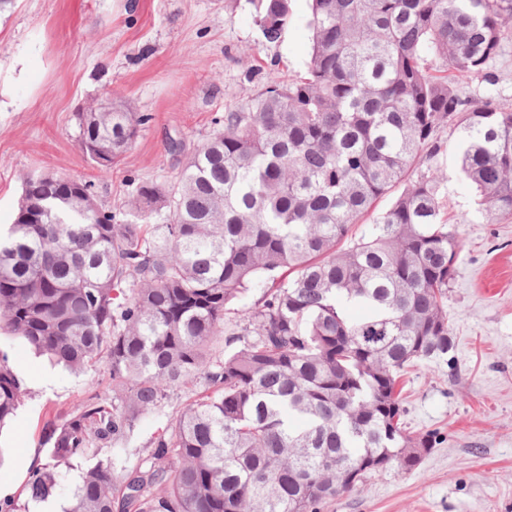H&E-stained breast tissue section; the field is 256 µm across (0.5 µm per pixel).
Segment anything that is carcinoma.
<instances>
[{
  "mask_svg": "<svg viewBox=\"0 0 512 512\" xmlns=\"http://www.w3.org/2000/svg\"><path fill=\"white\" fill-rule=\"evenodd\" d=\"M254 6L278 39L288 0ZM310 28L305 74H270L226 108L174 185L136 189L132 214L163 222L117 223L79 179L25 180L0 236V328L73 372L104 364L109 385L46 425L26 502L0 512L55 499L58 467L74 463L62 512H319L435 447L408 430L399 385L453 351L446 301L462 242L441 217L447 174L416 170L454 126L485 221L512 217V109L490 69L512 42V0H312ZM147 120L114 99L77 114L78 145L107 175ZM184 388L143 461L118 465L113 447ZM23 394L1 354L0 428Z\"/></svg>",
  "mask_w": 512,
  "mask_h": 512,
  "instance_id": "carcinoma-1",
  "label": "carcinoma"
}]
</instances>
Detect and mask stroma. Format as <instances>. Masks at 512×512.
<instances>
[{
    "mask_svg": "<svg viewBox=\"0 0 512 512\" xmlns=\"http://www.w3.org/2000/svg\"><path fill=\"white\" fill-rule=\"evenodd\" d=\"M279 39H264L249 0H16L0 14V227L12 224L24 177L57 174L92 185L99 206L130 221L136 186H169L186 157L275 70L294 78L310 59V0H289ZM132 102L147 115L132 147L101 176L78 146L76 115L100 97ZM434 161L448 175L444 214L463 246L448 290L454 349L405 377L410 430L434 434L432 452L409 473L370 476L320 512H512V218L476 221L477 197L457 167V130ZM0 349L25 389L0 433V499L16 498L48 455L43 427L95 393L102 368L74 374L0 329ZM141 420L115 446L128 466L172 414Z\"/></svg>",
    "mask_w": 512,
    "mask_h": 512,
    "instance_id": "1",
    "label": "stroma"
}]
</instances>
